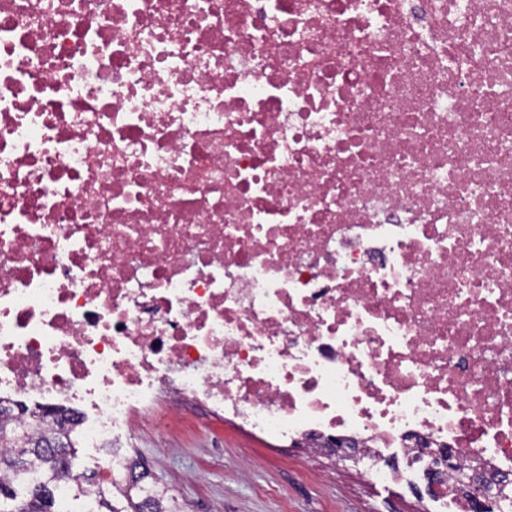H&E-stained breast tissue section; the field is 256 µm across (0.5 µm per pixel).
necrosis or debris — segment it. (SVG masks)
Returning a JSON list of instances; mask_svg holds the SVG:
<instances>
[{
	"label": "necrosis or debris",
	"mask_w": 512,
	"mask_h": 512,
	"mask_svg": "<svg viewBox=\"0 0 512 512\" xmlns=\"http://www.w3.org/2000/svg\"><path fill=\"white\" fill-rule=\"evenodd\" d=\"M161 392L512 512V0H0V404Z\"/></svg>",
	"instance_id": "obj_1"
}]
</instances>
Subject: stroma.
Wrapping results in <instances>:
<instances>
[{
  "mask_svg": "<svg viewBox=\"0 0 512 512\" xmlns=\"http://www.w3.org/2000/svg\"><path fill=\"white\" fill-rule=\"evenodd\" d=\"M155 411L164 434L145 423L129 456L186 512H425L419 488L372 484L355 463L277 447L191 405Z\"/></svg>",
  "mask_w": 512,
  "mask_h": 512,
  "instance_id": "35a3bbf8",
  "label": "stroma"
}]
</instances>
